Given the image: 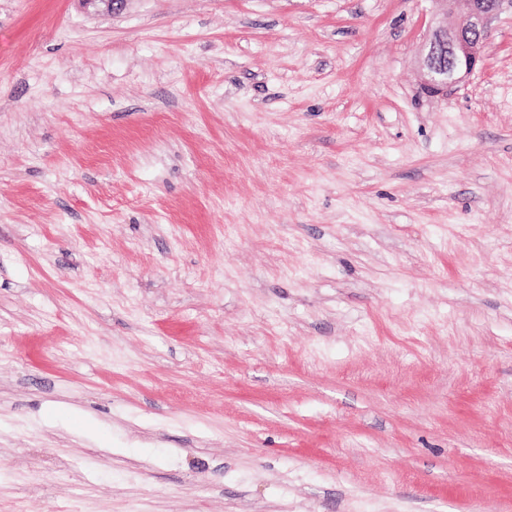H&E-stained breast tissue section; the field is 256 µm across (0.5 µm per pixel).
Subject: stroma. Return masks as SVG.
Segmentation results:
<instances>
[{
    "label": "stroma",
    "instance_id": "35a3bbf8",
    "mask_svg": "<svg viewBox=\"0 0 512 512\" xmlns=\"http://www.w3.org/2000/svg\"><path fill=\"white\" fill-rule=\"evenodd\" d=\"M0 0V512H512V11ZM436 22L418 59L420 84L441 93L467 81L483 61L493 19L511 0H432ZM448 50V63L439 62L438 51Z\"/></svg>",
    "mask_w": 512,
    "mask_h": 512
}]
</instances>
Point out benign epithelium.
<instances>
[{"label":"benign epithelium","mask_w":512,"mask_h":512,"mask_svg":"<svg viewBox=\"0 0 512 512\" xmlns=\"http://www.w3.org/2000/svg\"><path fill=\"white\" fill-rule=\"evenodd\" d=\"M436 22L418 59L420 84L441 93L467 81L483 61L493 19L512 0H432Z\"/></svg>","instance_id":"obj_1"}]
</instances>
